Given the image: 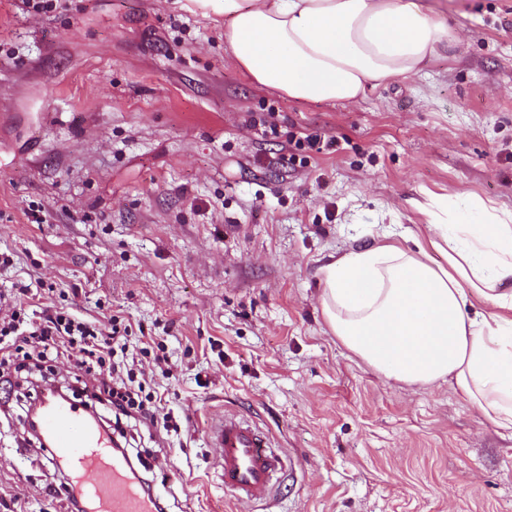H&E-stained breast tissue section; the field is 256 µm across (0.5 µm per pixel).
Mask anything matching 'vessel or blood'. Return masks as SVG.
Here are the masks:
<instances>
[{
  "mask_svg": "<svg viewBox=\"0 0 512 512\" xmlns=\"http://www.w3.org/2000/svg\"><path fill=\"white\" fill-rule=\"evenodd\" d=\"M40 427L48 461L67 474L78 512H159V495L131 479L130 458L114 451L110 433L74 402L44 399ZM212 438L222 450L225 492L240 501L266 499L285 460L268 436L228 413Z\"/></svg>",
  "mask_w": 512,
  "mask_h": 512,
  "instance_id": "vessel-or-blood-1",
  "label": "vessel or blood"
}]
</instances>
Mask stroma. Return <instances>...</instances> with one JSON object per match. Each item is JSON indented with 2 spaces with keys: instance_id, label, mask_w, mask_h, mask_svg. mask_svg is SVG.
Instances as JSON below:
<instances>
[{
  "instance_id": "obj_1",
  "label": "stroma",
  "mask_w": 512,
  "mask_h": 512,
  "mask_svg": "<svg viewBox=\"0 0 512 512\" xmlns=\"http://www.w3.org/2000/svg\"><path fill=\"white\" fill-rule=\"evenodd\" d=\"M433 3L456 49L313 104L253 85L223 17L184 0H0V292L38 281L45 305L153 338L135 368L179 429L125 437L166 512H512V434L447 382L358 363L321 312V266L421 232L449 188L512 211V0ZM45 379L112 424L75 355L22 360L0 512H68L25 423ZM228 411L286 457L265 502L224 493L208 431Z\"/></svg>"
}]
</instances>
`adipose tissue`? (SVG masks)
Segmentation results:
<instances>
[{
  "label": "adipose tissue",
  "mask_w": 512,
  "mask_h": 512,
  "mask_svg": "<svg viewBox=\"0 0 512 512\" xmlns=\"http://www.w3.org/2000/svg\"><path fill=\"white\" fill-rule=\"evenodd\" d=\"M224 17V47L255 84L288 98L351 103L423 73L458 35L429 0H187ZM428 242L378 243L323 265L322 314L357 360L407 386L449 381L498 429L512 431V212L474 199ZM492 305V313L481 305Z\"/></svg>",
  "instance_id": "1"
}]
</instances>
